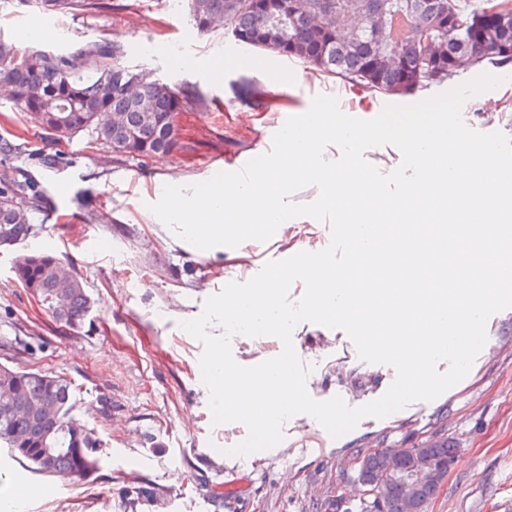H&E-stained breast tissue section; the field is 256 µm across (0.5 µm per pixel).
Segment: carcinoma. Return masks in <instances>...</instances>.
Instances as JSON below:
<instances>
[{
    "mask_svg": "<svg viewBox=\"0 0 512 512\" xmlns=\"http://www.w3.org/2000/svg\"><path fill=\"white\" fill-rule=\"evenodd\" d=\"M396 10L405 13L404 28L409 40L419 44L415 53H406L400 68L369 74L362 56L354 50L330 48L325 55L315 54L319 45L317 20L311 18L303 26L288 29L285 17L249 10L244 0H188L190 15L199 11L214 25L196 26L200 33H209L224 24L235 35L242 31H273L276 37L258 45L288 59H298L312 70L338 77L370 91L390 94L416 95L434 83L453 80L448 75V54L437 56L434 47L459 40L462 34L452 35L438 24V14L446 7L468 18L495 9L512 14V0L492 5L490 0H391ZM232 13L224 15L230 4ZM49 11H90L93 0H40ZM486 46L477 55L478 66L500 69L512 64V33L489 27L484 33ZM121 46L114 41L106 46L91 45L74 53L58 54L37 46L16 44L0 39V85L11 89L13 103L20 112L27 111L28 98L42 91L46 101V116L42 138L51 142L69 140L81 132L91 142L131 157H151L170 154L182 149L178 114L190 102L205 105L202 96L189 98L181 91L159 81H150L142 71L135 72L119 62ZM120 112L126 126L139 135L138 143L129 145L121 133H112V124L103 116ZM67 123L58 129L57 117ZM45 200V191L31 177L22 180L0 176V246L20 244L30 236V214ZM34 268L35 274L22 282L40 303L43 310L59 324L76 327L91 308V299L81 278L57 257L48 253H23L16 257L14 274ZM62 271L74 282L66 303L59 306L54 272ZM15 390L17 403L8 409L0 408V446L10 456L24 460L28 468L44 477H87L98 469L93 449L103 447L98 433L77 423L73 384L64 374L46 372L30 367H10L0 364V389ZM42 403L53 410L54 421L45 426L37 415L28 410L31 403ZM37 438L34 445L44 444L51 449L48 466L39 460V453L26 450V437ZM457 444L438 439L433 454L442 461L455 455ZM383 459L375 453L364 454L359 472L369 480L380 476Z\"/></svg>",
    "mask_w": 512,
    "mask_h": 512,
    "instance_id": "1",
    "label": "carcinoma"
}]
</instances>
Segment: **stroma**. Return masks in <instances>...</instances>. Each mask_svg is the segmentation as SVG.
<instances>
[{
    "label": "stroma",
    "mask_w": 512,
    "mask_h": 512,
    "mask_svg": "<svg viewBox=\"0 0 512 512\" xmlns=\"http://www.w3.org/2000/svg\"><path fill=\"white\" fill-rule=\"evenodd\" d=\"M0 39L62 53L115 40L124 66L207 99L206 108L180 116L182 152L135 159L97 148L83 133L59 145L44 141L33 114L0 95V142L27 138L0 174L28 170L46 192L29 238L0 247V363L19 354L25 366L65 374L75 418L105 441L94 452L97 471L82 480L37 475L0 448V512H309L332 500L339 512H360L355 451L432 434L459 450L427 512H512V307L488 318L470 372L437 399L365 417L338 438L298 414L275 448L229 456L226 448L247 429L213 425L202 345L181 323L267 262L324 249L331 227L303 216L264 243L199 250L148 209L164 185L198 183L212 177V165L270 151L274 134L316 95L336 97L343 113L364 120L412 97L343 83L220 29L200 34L187 0H96L91 12L67 15L38 0H0ZM504 74L497 88L466 100L462 117L472 129L512 138V66ZM29 250L53 253L82 278L92 308L77 328L51 321L16 281L12 260ZM292 340L313 367L306 386L315 400L338 395L358 407L396 378L394 367L360 359L343 330L302 322ZM231 347L237 363L253 366L283 345L274 336L237 335Z\"/></svg>",
    "instance_id": "obj_1"
}]
</instances>
